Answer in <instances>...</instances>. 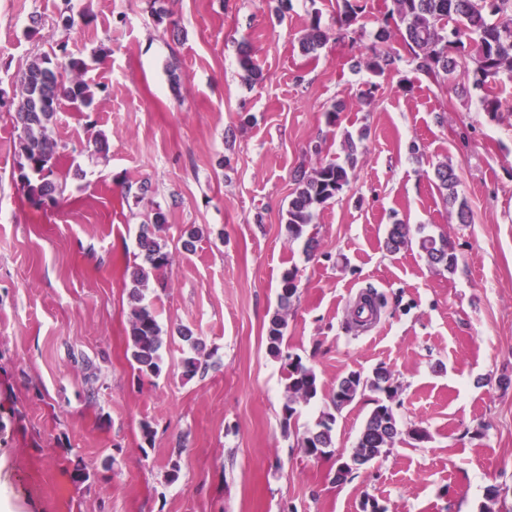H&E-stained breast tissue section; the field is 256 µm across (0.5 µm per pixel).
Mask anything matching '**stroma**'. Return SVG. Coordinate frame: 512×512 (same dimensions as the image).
I'll return each mask as SVG.
<instances>
[{
  "label": "stroma",
  "instance_id": "obj_1",
  "mask_svg": "<svg viewBox=\"0 0 512 512\" xmlns=\"http://www.w3.org/2000/svg\"><path fill=\"white\" fill-rule=\"evenodd\" d=\"M80 3L87 22L66 30L65 0H0V512H361L368 498L385 512H482L490 485L512 503V75L497 84L505 111L495 117L463 92L462 73L441 87L403 62L370 72L391 0H360L347 35L336 0L284 10L278 0H166L161 22L148 0ZM315 14L328 40L306 54L299 39ZM243 42L262 81L244 77ZM44 54L83 58L96 98L91 114L59 112L66 189L38 211L14 178L13 103L18 75ZM348 132L363 133V156L307 227L320 241L309 258L281 222L292 175L342 160ZM441 163L454 167L471 223L443 203ZM144 181L149 192L124 196ZM158 207L173 264L148 298L167 332L165 367L142 378L126 357V270ZM397 221L447 235L454 273L431 268L417 245L386 250ZM187 224L204 229L189 251ZM291 269L284 345L322 391L288 435L285 369L266 332ZM184 330L215 360L189 380ZM381 365L400 387L402 435L334 481V462L306 456L297 435L339 379ZM380 398L364 391L338 415L337 452ZM413 426L428 440H412ZM77 458L91 472L112 465L111 484H74Z\"/></svg>",
  "mask_w": 512,
  "mask_h": 512
}]
</instances>
